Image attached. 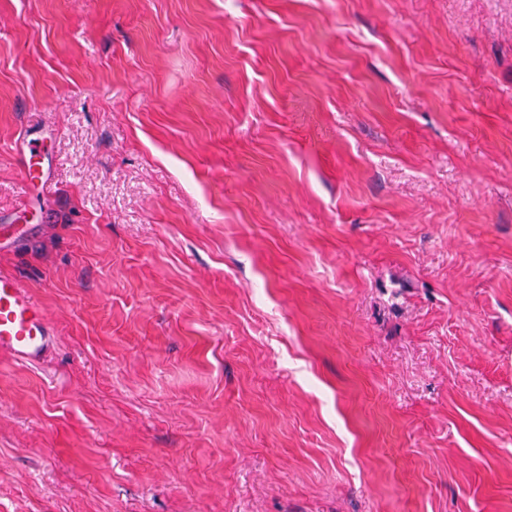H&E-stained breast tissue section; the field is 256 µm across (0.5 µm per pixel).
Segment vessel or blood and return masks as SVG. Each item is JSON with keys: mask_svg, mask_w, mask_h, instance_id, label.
<instances>
[{"mask_svg": "<svg viewBox=\"0 0 512 512\" xmlns=\"http://www.w3.org/2000/svg\"><path fill=\"white\" fill-rule=\"evenodd\" d=\"M52 336L43 306L16 277L0 275V351L36 365L51 350Z\"/></svg>", "mask_w": 512, "mask_h": 512, "instance_id": "b4317fda", "label": "vessel or blood"}]
</instances>
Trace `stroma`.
<instances>
[{
    "label": "stroma",
    "instance_id": "obj_1",
    "mask_svg": "<svg viewBox=\"0 0 512 512\" xmlns=\"http://www.w3.org/2000/svg\"><path fill=\"white\" fill-rule=\"evenodd\" d=\"M0 273V512H512V0H0ZM44 307L14 276L0 275V351L38 365L53 347Z\"/></svg>",
    "mask_w": 512,
    "mask_h": 512
}]
</instances>
